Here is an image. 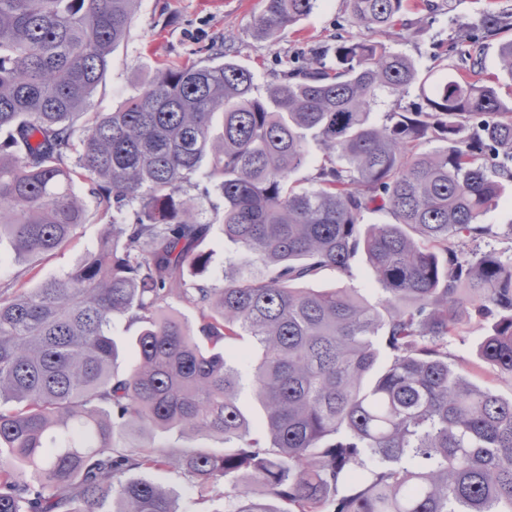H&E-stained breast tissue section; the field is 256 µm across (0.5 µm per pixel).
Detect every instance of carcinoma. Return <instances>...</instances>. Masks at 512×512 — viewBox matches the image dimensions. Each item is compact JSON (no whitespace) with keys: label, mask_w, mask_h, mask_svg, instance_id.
Masks as SVG:
<instances>
[{"label":"carcinoma","mask_w":512,"mask_h":512,"mask_svg":"<svg viewBox=\"0 0 512 512\" xmlns=\"http://www.w3.org/2000/svg\"><path fill=\"white\" fill-rule=\"evenodd\" d=\"M139 2L0 0V240L19 260L64 248L88 218L78 181L103 223L64 276L0 297V512H180L147 477L170 468L202 494L224 485L225 512H512V398L448 363L470 307L491 320L481 357L512 376V262L465 252L497 235L482 219L512 186V103L484 79L483 42L450 43L422 75L378 36L434 5L345 0L365 33L262 90L211 46L89 112ZM261 5L271 36L318 0ZM413 86L421 102L399 104ZM381 95L397 104L379 122ZM214 190L224 238L260 265H229L221 288L202 249ZM360 253L377 301L301 287L354 277ZM116 318L138 326L122 372ZM245 336L257 356L233 351ZM131 429L228 448L119 444Z\"/></svg>","instance_id":"carcinoma-1"}]
</instances>
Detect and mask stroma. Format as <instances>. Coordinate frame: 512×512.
I'll use <instances>...</instances> for the list:
<instances>
[{
	"instance_id": "35a3bbf8",
	"label": "stroma",
	"mask_w": 512,
	"mask_h": 512,
	"mask_svg": "<svg viewBox=\"0 0 512 512\" xmlns=\"http://www.w3.org/2000/svg\"><path fill=\"white\" fill-rule=\"evenodd\" d=\"M437 11L427 17L408 13V29H393L384 41L393 50L411 57L420 72L435 65L439 47L464 35L483 37V66L486 78H499L500 94L512 101V78L501 73L498 48L502 36H485L483 12L493 6L505 19L512 17V0H436ZM261 9L260 0H141L127 38L112 52L101 83L92 95L91 111L109 112L118 108L140 82L149 76L158 62L180 61L201 46L218 45L226 54L254 69L260 81L311 56L313 49L333 43L337 36L358 34L345 10L343 0H322L310 17L295 27L279 31L274 37L262 38L254 32V17ZM498 229V237L486 240L482 247L497 252L502 260L512 261V190H507L497 205L483 218ZM102 226L89 220L77 236L61 251L36 258L27 287L59 277L75 267L88 253L97 249ZM312 287H354L368 299L379 293V285L365 255L353 262L352 277L333 270L320 273ZM490 328L489 322L471 318L463 333L448 340L449 361L461 364L472 382L492 388L503 398L512 397V377L501 374L482 360L479 347ZM155 481L176 490L182 512H219L224 506L221 492L200 497L192 481L178 470L156 473Z\"/></svg>"
}]
</instances>
